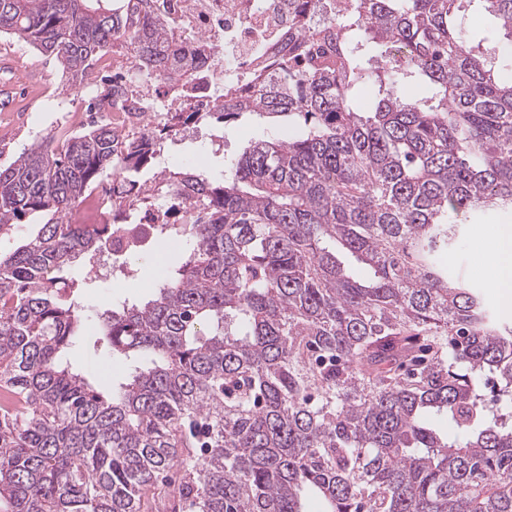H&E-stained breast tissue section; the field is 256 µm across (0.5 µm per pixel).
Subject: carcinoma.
I'll list each match as a JSON object with an SVG mask.
<instances>
[{"mask_svg": "<svg viewBox=\"0 0 512 512\" xmlns=\"http://www.w3.org/2000/svg\"><path fill=\"white\" fill-rule=\"evenodd\" d=\"M466 1L347 0L256 64L288 82L226 85L205 112L188 90L145 137L96 118L120 105L115 69L84 131L0 166V236L48 215L0 253V512H304L309 497L323 512H512V325L438 258L454 225L512 211V76L468 43ZM478 2L512 59V0ZM172 28L150 0H0V33L72 86L118 40L178 81ZM415 81L428 96L407 93ZM245 112L292 132L252 142L221 180L161 172L179 199L153 241L180 242L181 265L148 301L87 314L63 272L129 223L126 205L152 224L132 173L177 128ZM109 170L106 218L72 223ZM87 334L107 374L141 363L108 396L63 362ZM45 221V219L40 216H28L22 222L23 226H21V231L18 234H13L9 236H2L0 238V250L3 253H9L14 251L20 245L24 244L28 235L33 232H36L38 226L36 224H41Z\"/></svg>", "mask_w": 512, "mask_h": 512, "instance_id": "carcinoma-1", "label": "carcinoma"}]
</instances>
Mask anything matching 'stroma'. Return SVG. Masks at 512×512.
Masks as SVG:
<instances>
[{
	"label": "stroma",
	"mask_w": 512,
	"mask_h": 512,
	"mask_svg": "<svg viewBox=\"0 0 512 512\" xmlns=\"http://www.w3.org/2000/svg\"><path fill=\"white\" fill-rule=\"evenodd\" d=\"M100 91L99 81L94 77L89 78L85 87L70 86L52 60L31 45L1 33L0 165L10 163L48 133L69 128L70 114L85 111L90 97ZM287 126V118L259 114L227 125L201 124L169 136L163 143L161 156L168 162L199 158L200 169L209 177L219 179L249 140ZM501 224L512 225V215L492 214L486 216L484 223L461 225L458 237L443 259L451 277L475 288L495 316L512 321V309L504 308L500 295L490 288L487 275L476 263L478 253L493 244L495 230ZM182 258V249L153 248L139 261L138 279L115 288L110 276L98 277L86 288L87 301L99 310L125 301H144L156 288L154 268L176 267ZM104 355V346L98 337L86 336L68 350L65 359L73 370L86 374L98 391L107 394L111 392L113 382L121 380L128 371L129 365L117 362L111 377H100Z\"/></svg>",
	"instance_id": "35a3bbf8"
}]
</instances>
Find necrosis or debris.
Wrapping results in <instances>:
<instances>
[{
    "label": "necrosis or debris",
    "instance_id": "1",
    "mask_svg": "<svg viewBox=\"0 0 512 512\" xmlns=\"http://www.w3.org/2000/svg\"><path fill=\"white\" fill-rule=\"evenodd\" d=\"M152 7L174 20L181 45L177 67L184 75L202 76L209 105L225 84L245 85L246 61L272 52L292 24L287 0H153ZM203 58L209 61L204 71ZM182 95L180 86L162 94L150 80H138L128 89L130 106L114 109L111 119L122 129L148 131L177 108Z\"/></svg>",
    "mask_w": 512,
    "mask_h": 512
}]
</instances>
